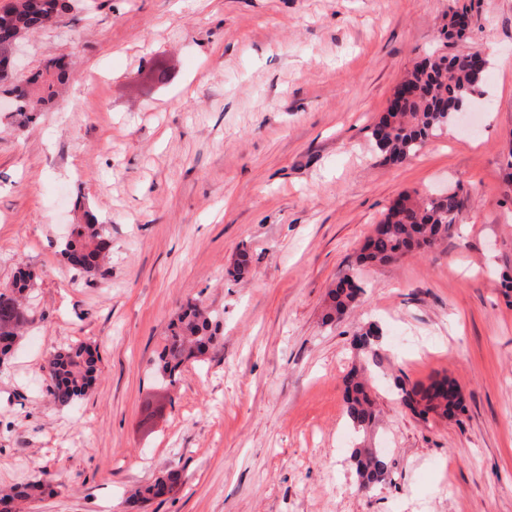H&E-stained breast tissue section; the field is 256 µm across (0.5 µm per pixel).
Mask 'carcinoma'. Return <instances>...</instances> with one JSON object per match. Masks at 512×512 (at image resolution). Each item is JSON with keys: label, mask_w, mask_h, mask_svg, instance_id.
Here are the masks:
<instances>
[{"label": "carcinoma", "mask_w": 512, "mask_h": 512, "mask_svg": "<svg viewBox=\"0 0 512 512\" xmlns=\"http://www.w3.org/2000/svg\"><path fill=\"white\" fill-rule=\"evenodd\" d=\"M71 8L69 0H11L0 8V82L9 79L12 60L8 53L30 32L44 28ZM68 66L53 59L34 72L22 85L9 90L14 95L13 111L33 119L54 101L58 88L65 84ZM398 87L406 95L389 103L374 123L371 140L383 160L400 165L415 156L427 140L448 127L457 111L451 106H465L484 94V79H476L466 55L450 56L433 51L408 72ZM462 202L456 191L422 196L404 193L387 209L375 225L359 254L358 263L382 266L408 255L431 248L453 234ZM80 219L72 238L66 240L61 255L80 273L103 267L111 253L110 232L91 210L77 204ZM35 280V273L21 267L13 280L0 287V355L12 350L29 322L24 298ZM362 287L354 276L340 278L328 293L331 320L340 319L353 308ZM220 315L196 302H188L183 312L168 327L166 345L156 362V371L169 382H176L182 368L204 356L218 344ZM383 337L381 326L369 324L358 333L356 349L371 352ZM97 349L79 343L58 351L46 360L44 371L54 400L68 406L88 394L98 372ZM403 403L422 419L429 414L452 417L464 410V396L454 382L443 378L429 385H396ZM345 418L355 433L365 432L377 418V406L369 386L352 369L344 381ZM359 486L365 489L382 481L388 472L387 456L370 448H355L351 454ZM177 475L169 473L137 490L133 500L139 503L161 497L174 488ZM55 492L53 480L38 478L16 483L0 491V512H19V505Z\"/></svg>", "instance_id": "obj_1"}]
</instances>
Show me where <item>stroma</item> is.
<instances>
[{"label":"stroma","mask_w":512,"mask_h":512,"mask_svg":"<svg viewBox=\"0 0 512 512\" xmlns=\"http://www.w3.org/2000/svg\"><path fill=\"white\" fill-rule=\"evenodd\" d=\"M455 11L471 28L441 44ZM489 42L475 123L380 162L370 128L402 76L437 48ZM56 56L71 62V106L21 131L0 112V286L23 266L38 275L0 363V488L50 474L55 494L25 512H512V0H75L27 35L15 79ZM450 186L452 237L357 264L399 194ZM79 200L112 237L94 276L60 253ZM346 274L360 301L326 322ZM190 300L219 311L223 336L171 386L151 360ZM371 322L379 414L357 437L343 380ZM80 342L98 378L62 407L43 366ZM437 375L466 410L425 422L394 383ZM356 443L390 449L367 490ZM170 470L172 493L131 507Z\"/></svg>","instance_id":"obj_1"}]
</instances>
